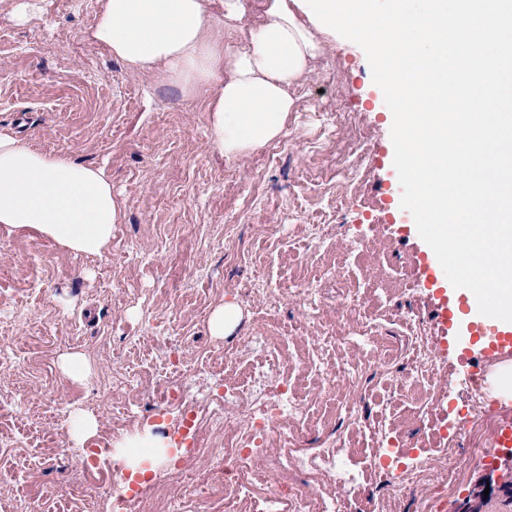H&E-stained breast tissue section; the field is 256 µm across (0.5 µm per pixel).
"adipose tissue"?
Wrapping results in <instances>:
<instances>
[{
  "mask_svg": "<svg viewBox=\"0 0 512 512\" xmlns=\"http://www.w3.org/2000/svg\"><path fill=\"white\" fill-rule=\"evenodd\" d=\"M245 0H103L90 32L128 71L202 88L209 143L228 158L278 138L296 109L291 88L330 43L295 0H264V20L244 23ZM241 33L228 51L224 37ZM122 208L103 168L49 155L0 133V225L99 254Z\"/></svg>",
  "mask_w": 512,
  "mask_h": 512,
  "instance_id": "1",
  "label": "adipose tissue"
}]
</instances>
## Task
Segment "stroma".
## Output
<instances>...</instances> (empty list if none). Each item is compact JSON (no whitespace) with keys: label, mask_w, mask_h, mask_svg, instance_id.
<instances>
[{"label":"stroma","mask_w":512,"mask_h":512,"mask_svg":"<svg viewBox=\"0 0 512 512\" xmlns=\"http://www.w3.org/2000/svg\"><path fill=\"white\" fill-rule=\"evenodd\" d=\"M26 23L0 0V133L35 149L66 153L103 167L122 205V219L99 255H77L52 239L0 226V512H109L84 465L127 459L156 438L155 415L169 432L161 395L170 363L188 367V398L224 394V358L237 373L259 337H292V353L308 350L321 331L344 322L346 340L330 363L364 362L370 342L408 350L404 321L429 317L428 290L416 278L401 236L420 242L413 217L397 204L380 207V180L396 179L391 124L364 50L337 37L295 91L283 136L238 159L215 154L208 141L203 93L134 75L90 41L102 0H29ZM358 113L371 150L351 153L336 128L340 112ZM313 224L326 225L321 238ZM278 290L275 314L267 290ZM360 295L378 318L362 332L347 298ZM227 304L242 318L215 336L210 318ZM90 366L84 382L66 377L63 355ZM458 348L439 357L448 403L417 419L403 394L406 358L372 363L378 396H362L357 423L340 431L352 440L350 467L365 471L352 512H454L455 499L425 491L394 504V469L369 468L361 448L396 442L432 454L434 428L460 445L467 431V388ZM75 413L96 420L76 440ZM139 424L133 441L100 448L123 422ZM204 454L188 458L195 483L167 481L170 512H218L224 499V426L203 422Z\"/></svg>","instance_id":"stroma-1"}]
</instances>
